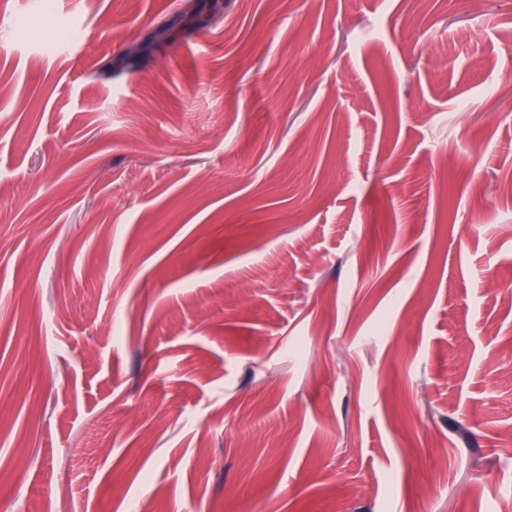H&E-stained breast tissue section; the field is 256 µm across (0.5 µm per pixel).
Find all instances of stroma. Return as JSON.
<instances>
[{"mask_svg": "<svg viewBox=\"0 0 512 512\" xmlns=\"http://www.w3.org/2000/svg\"><path fill=\"white\" fill-rule=\"evenodd\" d=\"M181 6L0 0V512H500L512 0Z\"/></svg>", "mask_w": 512, "mask_h": 512, "instance_id": "35a3bbf8", "label": "stroma"}]
</instances>
